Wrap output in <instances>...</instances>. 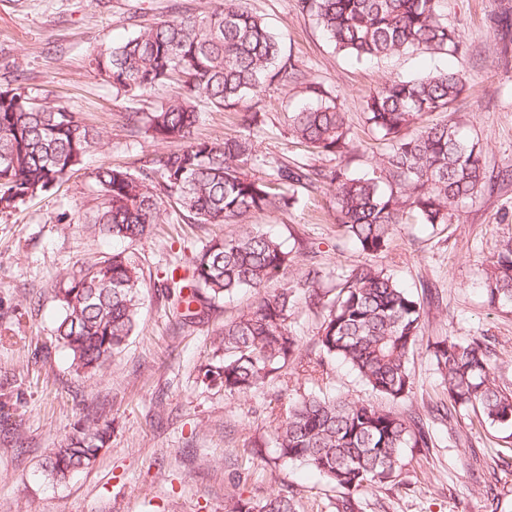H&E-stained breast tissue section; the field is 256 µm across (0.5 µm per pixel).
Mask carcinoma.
<instances>
[{"label":"carcinoma","instance_id":"cac0c4a2","mask_svg":"<svg viewBox=\"0 0 512 512\" xmlns=\"http://www.w3.org/2000/svg\"><path fill=\"white\" fill-rule=\"evenodd\" d=\"M440 0H297L315 17L335 49L357 60L415 52L451 55L462 49L458 32L439 10ZM91 65L116 92L141 96L172 80L183 92L152 112H130L126 126L145 129L168 150L132 172L102 165L93 172L96 204L84 215L87 229L130 244L154 226L225 224L242 229L215 238L176 266L161 271V294L177 325L188 327L212 306L248 289L256 301L211 342L198 368L208 386L226 396H245L281 378L289 361L318 386L326 359L347 364L374 393L398 408L357 403L310 392H280L283 412L273 439L279 456L306 464L343 491L337 512H354V496L395 477L401 451L427 448L431 435L407 406L414 397L409 356L422 341L424 305L382 267L359 264L339 277L336 289L308 272L273 293L268 284L284 276L293 258L276 237L246 221L255 213L284 212L298 202V189H331L343 236L362 252H383L406 211L421 224H448L453 211L491 180L480 142L456 124H429L447 112L465 88L459 73L435 69L414 78H387L368 96L365 120L389 144L372 176L279 163L266 178L249 174L257 155L254 129L259 100L275 84L304 85L307 102L291 113L293 143L312 154L345 159L354 150L350 128L336 98L286 56L277 37L243 0H211L209 10L182 12L139 26L126 40L102 50ZM237 114L240 134L205 140L194 136L196 99ZM105 135L82 124L66 107L0 88V207L49 192L85 156L104 147ZM144 267L124 251L85 262L54 289L59 317L57 345L76 371L101 370L133 335L139 319ZM490 303L512 308V240L501 244L485 272ZM320 309V355L304 357L290 332L298 298ZM448 393V430L457 410L478 409L481 419L512 428V391L493 377L484 339L452 338L429 348ZM109 425L86 417L80 429L52 450L50 475L58 482L88 467L105 447ZM232 512H298L296 493L239 499Z\"/></svg>","mask_w":512,"mask_h":512}]
</instances>
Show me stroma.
Here are the masks:
<instances>
[{"instance_id":"1","label":"stroma","mask_w":512,"mask_h":512,"mask_svg":"<svg viewBox=\"0 0 512 512\" xmlns=\"http://www.w3.org/2000/svg\"><path fill=\"white\" fill-rule=\"evenodd\" d=\"M279 34L284 50L308 78L336 96L358 145L347 168L372 174L385 142L364 123L366 97L384 79L411 78L439 66L458 71L465 91L451 111L429 120H451L485 148L486 164L505 180L459 204L447 224L407 218L396 226L384 253L367 256L343 237L327 190L301 192L285 212L258 213L251 224L279 238L294 256L289 278L321 271L325 287L364 262L384 267L424 305L423 343L410 358L413 406L432 437L426 448H405L393 481L357 497L356 512H512V471L495 479L498 460L512 464V435L458 417L453 438L437 410L446 397L428 343L441 336L460 342L482 336L497 384L512 391V309L491 307L483 291L484 264L500 241L512 238V61L496 53L495 36L512 40V0H441L464 46L454 56L417 53L367 61L336 52L313 17L296 0H245ZM208 10L210 0H0V87L17 83L25 93L49 98L105 133L103 150L90 153L81 171L50 192L0 209V512H227L232 499L281 491L299 493L300 512H336L342 492L309 467L279 458L271 440L281 413L278 390L309 392L294 368L276 386L231 398L197 378V367L225 321L255 300L242 293L218 303L200 323L181 332L156 288L139 314L125 349L100 371L80 373L66 350L53 345L57 318L53 290L81 263L133 249L145 272L233 235L237 224H160L137 245L90 235L79 216L94 205L92 171L102 162L138 170L166 150L126 126L130 112H149L177 95L171 83L141 97L115 92L91 66L97 52L136 26L169 18L173 7ZM305 100L296 84L275 86L258 103L260 160L252 174H270L271 163L336 166L332 156H306L290 142L288 120ZM322 390L352 401L380 403L344 363L330 360ZM100 414L112 433L89 468L64 483L44 466L51 448L74 433L84 416Z\"/></svg>"}]
</instances>
